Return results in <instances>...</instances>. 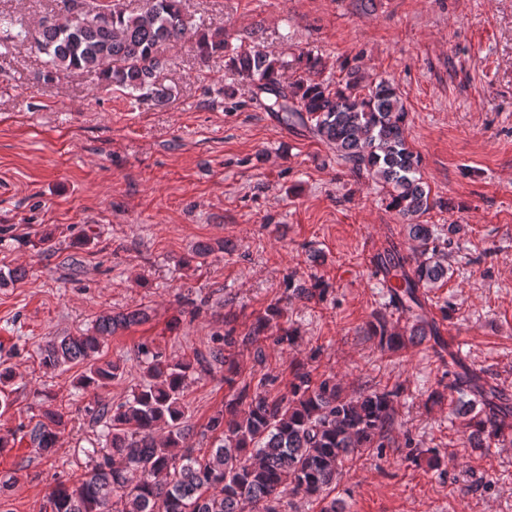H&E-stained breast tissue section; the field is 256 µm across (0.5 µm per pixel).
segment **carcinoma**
Returning a JSON list of instances; mask_svg holds the SVG:
<instances>
[{
    "instance_id": "cac0c4a2",
    "label": "carcinoma",
    "mask_w": 512,
    "mask_h": 512,
    "mask_svg": "<svg viewBox=\"0 0 512 512\" xmlns=\"http://www.w3.org/2000/svg\"><path fill=\"white\" fill-rule=\"evenodd\" d=\"M83 0H63L61 13L39 23L37 49L47 57L43 80L60 73L94 71L103 87L119 88L135 100L162 101L171 96L159 84L165 61L158 49L178 43L188 27L180 0H146L138 13L119 4L106 14L76 21ZM29 30L22 22L0 21V47L24 43ZM198 53L207 57L228 49L224 32L201 34ZM303 75L291 85L281 83L284 63L271 53L239 46L228 58L230 71L265 95L261 106L287 126L304 127L333 145L352 164L386 188V207L404 221L415 242L409 257L388 254L383 262V287L391 304L401 306L403 325L379 314L370 323L371 336L386 352H399L438 335L427 320L417 292L448 277L447 255L434 245V233L416 220L435 201L422 181L419 155L405 135L408 111L394 83L370 82L357 67L344 86L331 89L309 75L321 60H299ZM148 320L141 309L97 317L91 330L41 348V364L55 371L81 364L78 386L97 392L124 374L120 360H106V337ZM260 325L241 340L224 337V347L205 357L198 353L166 359L142 345L147 382L117 404L98 402L94 420L102 447L81 478L58 482L47 495L50 512H285L284 498L313 499L319 512H346L345 503L330 496L347 464L372 448H387L396 425L399 389L366 386L353 396L343 394L331 376H315L303 367L291 370L286 392L249 394L244 384L224 402L205 431L208 448L187 443L184 391L187 379L208 374L213 365L236 366V348L250 345L254 358L265 359ZM452 388L458 399L453 414L464 419L463 438L470 448L512 433L503 417L512 414V400L480 372L464 367ZM43 421L27 435L43 454L54 451L64 426V413L50 405Z\"/></svg>"
}]
</instances>
